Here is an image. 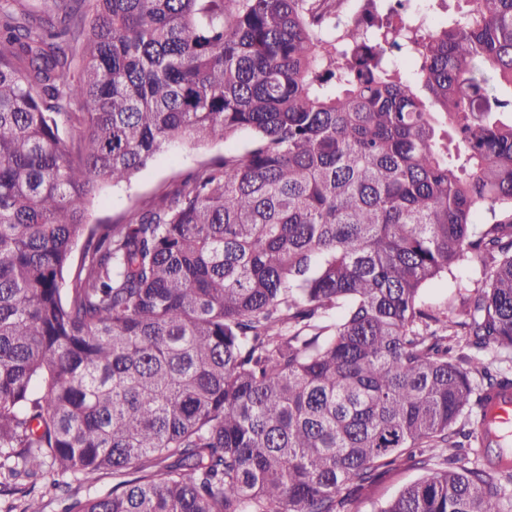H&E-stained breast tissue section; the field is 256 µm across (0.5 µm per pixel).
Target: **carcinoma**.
<instances>
[{"mask_svg": "<svg viewBox=\"0 0 512 512\" xmlns=\"http://www.w3.org/2000/svg\"><path fill=\"white\" fill-rule=\"evenodd\" d=\"M345 2L0 0L9 478L112 473L68 512H348L406 462L427 475L378 512H509L512 435L453 449L512 372L448 340L512 351V0L433 29ZM242 131L88 223L101 186ZM473 258L459 304L425 303ZM250 135L241 133L226 141L202 146L179 144L158 156L154 162L137 173L128 184L107 187L94 201L91 224H113L134 206L150 204L156 196L169 190L198 165L224 156V152L244 149Z\"/></svg>", "mask_w": 512, "mask_h": 512, "instance_id": "1", "label": "carcinoma"}]
</instances>
